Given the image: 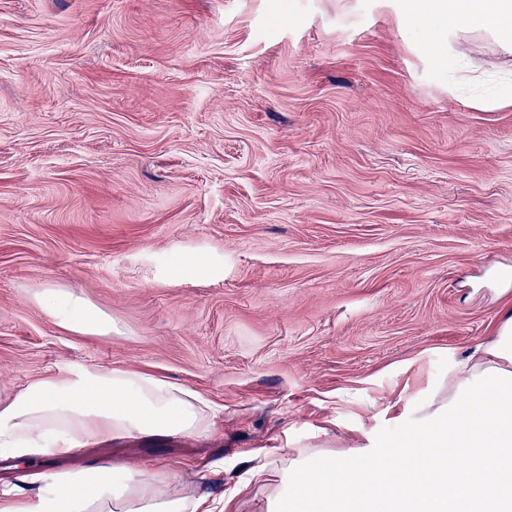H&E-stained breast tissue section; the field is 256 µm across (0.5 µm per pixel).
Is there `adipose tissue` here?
Wrapping results in <instances>:
<instances>
[{"mask_svg":"<svg viewBox=\"0 0 512 512\" xmlns=\"http://www.w3.org/2000/svg\"><path fill=\"white\" fill-rule=\"evenodd\" d=\"M402 17L436 27L447 45L449 18L464 16L512 49V0H399ZM46 310L69 328L108 331L105 317L44 289ZM408 437L348 458L314 447L255 469L271 492L264 512H512V314L495 336L455 362L448 394L418 406ZM215 408L164 378L79 366L29 384L0 404V455L41 461L0 489V512H210L205 497L180 495L174 476L111 463L72 471L55 461L81 447L133 437L208 435ZM458 454L465 466L448 464ZM403 455L405 464L390 463ZM347 486L337 495V486Z\"/></svg>","mask_w":512,"mask_h":512,"instance_id":"obj_1","label":"adipose tissue"}]
</instances>
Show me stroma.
I'll return each mask as SVG.
<instances>
[{
	"mask_svg": "<svg viewBox=\"0 0 512 512\" xmlns=\"http://www.w3.org/2000/svg\"><path fill=\"white\" fill-rule=\"evenodd\" d=\"M451 24L456 91L390 0H0V398L76 366L182 384L210 435L66 464L235 512L287 449L407 434L512 305V104L473 103L512 97V54ZM46 310L69 328H95L107 332L110 327L105 317L84 304L66 299L53 288H46L41 294Z\"/></svg>",
	"mask_w": 512,
	"mask_h": 512,
	"instance_id": "obj_1",
	"label": "stroma"
}]
</instances>
